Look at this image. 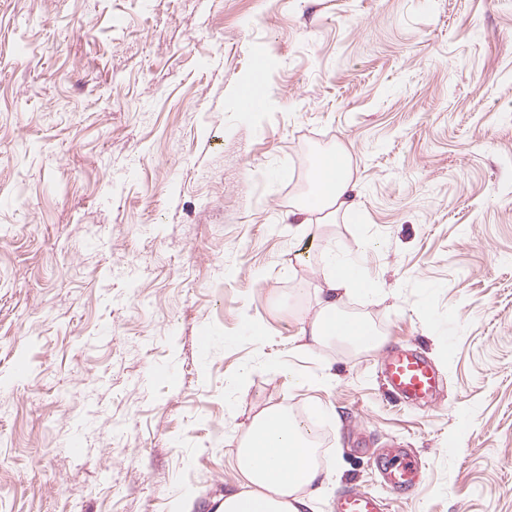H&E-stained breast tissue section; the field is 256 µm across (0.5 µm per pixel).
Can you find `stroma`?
Segmentation results:
<instances>
[{
    "mask_svg": "<svg viewBox=\"0 0 512 512\" xmlns=\"http://www.w3.org/2000/svg\"><path fill=\"white\" fill-rule=\"evenodd\" d=\"M265 51L278 104L246 119ZM338 146L361 219L309 220L363 257L341 308L382 345L305 353L320 248L286 215ZM394 347L431 406L387 394ZM317 402L309 512H512V0H0V512H213L252 416ZM234 99L239 114L243 117L266 112L272 103L261 87L246 81L235 89ZM380 364L388 392L394 397L425 405L434 400L440 389L438 371L416 351H389ZM376 466L394 493L408 496L416 492L420 478L417 462L410 449H389L379 455ZM335 512H385L384 500L367 492L342 489L336 496Z\"/></svg>",
    "mask_w": 512,
    "mask_h": 512,
    "instance_id": "35a3bbf8",
    "label": "stroma"
}]
</instances>
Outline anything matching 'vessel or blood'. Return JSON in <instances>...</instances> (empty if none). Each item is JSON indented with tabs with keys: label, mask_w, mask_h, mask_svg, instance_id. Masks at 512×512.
Instances as JSON below:
<instances>
[{
	"label": "vessel or blood",
	"mask_w": 512,
	"mask_h": 512,
	"mask_svg": "<svg viewBox=\"0 0 512 512\" xmlns=\"http://www.w3.org/2000/svg\"><path fill=\"white\" fill-rule=\"evenodd\" d=\"M382 376L390 395L418 405L432 402L441 386L436 368L412 350H392L381 359ZM376 466L390 489L401 495L416 492L420 481L410 449L393 448L381 453ZM336 512H386L384 500L367 492L342 489L334 503Z\"/></svg>",
	"instance_id": "b4317fda"
}]
</instances>
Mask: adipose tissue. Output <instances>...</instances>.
<instances>
[{"mask_svg": "<svg viewBox=\"0 0 512 512\" xmlns=\"http://www.w3.org/2000/svg\"><path fill=\"white\" fill-rule=\"evenodd\" d=\"M351 177L344 148L326 153L313 170L309 191L292 211L298 231H306L302 218L311 204L337 207L350 218L359 210L350 199ZM323 282L320 309L301 331L302 351L332 339L356 347L376 345V332L365 320L340 312L345 296L372 289L361 258H343L335 248L321 251ZM235 468L242 488L225 492L214 504V512H305L308 500L329 483V472L317 463L316 439L287 406L261 409L251 420L236 451Z\"/></svg>", "mask_w": 512, "mask_h": 512, "instance_id": "ef3b65f1", "label": "adipose tissue"}]
</instances>
